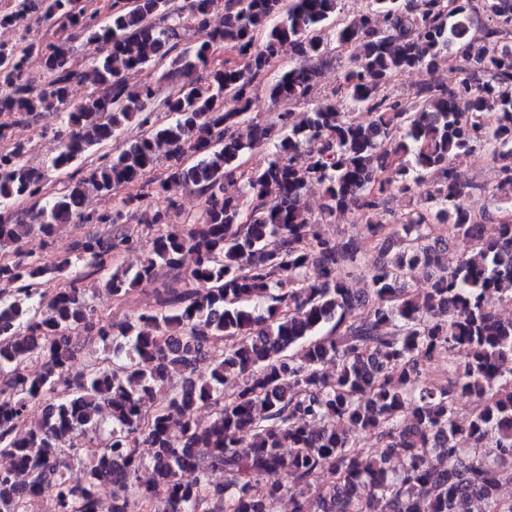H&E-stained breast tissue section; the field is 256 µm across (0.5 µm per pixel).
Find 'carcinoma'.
I'll list each match as a JSON object with an SVG mask.
<instances>
[{"label":"carcinoma","mask_w":512,"mask_h":512,"mask_svg":"<svg viewBox=\"0 0 512 512\" xmlns=\"http://www.w3.org/2000/svg\"><path fill=\"white\" fill-rule=\"evenodd\" d=\"M218 3L111 0L100 16L85 0H16L0 12V26L34 17L105 47L92 69L97 89L75 101L79 72L66 43L0 46V112L19 115L18 124L59 113L63 145L51 167L69 172L65 190L46 200L45 173L23 162L24 145L0 149V455L14 468L0 472V512H23L31 496L51 497L58 512H98L108 471L112 512H271L285 495L292 512H473L477 500L483 512H512V497L501 495L512 483V321L496 311L512 301V221H479L463 202L459 171L473 150L489 149L500 178L484 192L512 208V0H367L350 20L340 17L341 0H224V28L183 44V27L208 28ZM487 41L498 44L495 54ZM215 45L236 59L211 65ZM332 45L353 54L331 95L313 104L309 62ZM286 46L295 64L270 87L284 105L277 143L264 166L245 171L242 155L272 129L252 124L245 137L238 129L252 88ZM32 54L40 86L25 71ZM151 64L165 66L173 84L161 107L174 119L163 126L152 121L153 82L128 84ZM443 64L460 73L453 87L432 79L412 98L391 88L399 72L431 75ZM356 109L368 123L347 119ZM132 121L144 133L81 175L85 154ZM164 157L163 175L148 178ZM387 169L404 194L425 187L388 235L378 216ZM170 183L204 197L201 220L185 229L168 223L175 202L165 211L148 203ZM314 183L329 210L366 219L390 253L369 269L367 294L345 282L362 264L356 242L324 236L304 206ZM125 189V210L86 211L90 195ZM26 199L41 202L28 222L12 213ZM135 213L155 229L152 249L105 288L124 299L161 267L175 285L155 306L103 323L82 288L92 273L77 268H103L131 250L120 224ZM449 217L462 246L452 267L423 244L429 219ZM75 219L111 230L48 260L17 253L24 239L49 238ZM417 266L428 269L425 288L407 285ZM64 275L70 287H42ZM195 281L210 288L198 293ZM359 306L365 315L351 318ZM88 336L112 342V357L89 356L74 377L70 364ZM442 360L448 383H429L423 370ZM328 362L335 371L322 370ZM232 375L242 383L226 394ZM464 398L480 410L461 425ZM31 404L41 406L35 422ZM203 408L206 423L196 418ZM362 432L376 448L359 443ZM81 437L107 451L81 462L74 482L62 455L79 459ZM143 446L152 469L144 485Z\"/></svg>","instance_id":"cac0c4a2"}]
</instances>
